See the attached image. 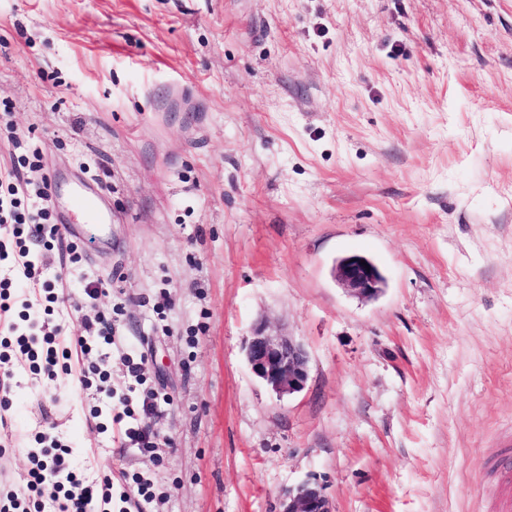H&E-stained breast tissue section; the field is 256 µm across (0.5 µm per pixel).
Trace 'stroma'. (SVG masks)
<instances>
[{
    "instance_id": "stroma-1",
    "label": "stroma",
    "mask_w": 512,
    "mask_h": 512,
    "mask_svg": "<svg viewBox=\"0 0 512 512\" xmlns=\"http://www.w3.org/2000/svg\"><path fill=\"white\" fill-rule=\"evenodd\" d=\"M112 209L110 242L29 243L111 326L97 375L15 370L0 491L49 430L146 512H491L512 438V0H0V173ZM371 257L364 302L336 260ZM101 279L94 301L81 288ZM264 319L306 347L283 398L246 359ZM140 364L131 376L129 364ZM131 417L115 422V414ZM148 427L155 447L125 430ZM365 260L369 269L361 265ZM336 281L363 301L377 298L385 285V279L376 264L366 256L353 254L340 259L334 269ZM281 512H333L322 486L305 481L288 488Z\"/></svg>"
}]
</instances>
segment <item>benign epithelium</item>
<instances>
[{"label": "benign epithelium", "mask_w": 512, "mask_h": 512, "mask_svg": "<svg viewBox=\"0 0 512 512\" xmlns=\"http://www.w3.org/2000/svg\"><path fill=\"white\" fill-rule=\"evenodd\" d=\"M336 281L363 301L377 298L385 279L376 264L363 255L340 259L334 269ZM252 372L278 396L302 391L309 378V356L304 346L284 332H272L265 321L253 327L246 346ZM282 512H332L322 486L305 481L288 489Z\"/></svg>", "instance_id": "benign-epithelium-1"}]
</instances>
